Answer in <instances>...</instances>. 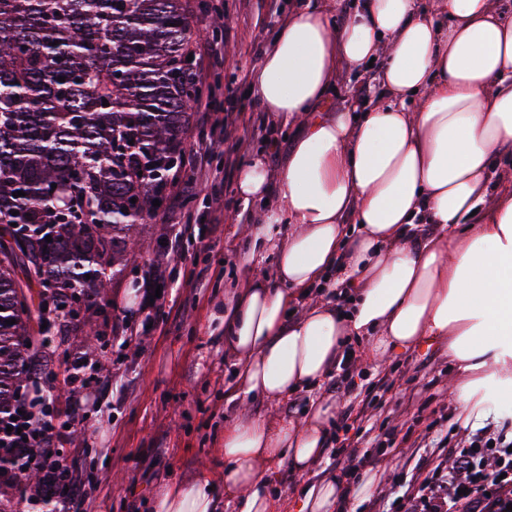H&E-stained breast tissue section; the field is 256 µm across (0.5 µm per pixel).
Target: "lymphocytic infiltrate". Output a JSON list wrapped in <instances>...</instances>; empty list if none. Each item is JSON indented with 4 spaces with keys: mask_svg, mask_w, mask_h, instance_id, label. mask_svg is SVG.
Here are the masks:
<instances>
[{
    "mask_svg": "<svg viewBox=\"0 0 512 512\" xmlns=\"http://www.w3.org/2000/svg\"><path fill=\"white\" fill-rule=\"evenodd\" d=\"M200 112V122L210 126L211 136L197 152L195 175L173 179L168 200L177 199L197 181L209 180V156L212 149L222 145L225 127L239 124L254 136L262 135L266 129L264 117L243 111L220 117L210 104L204 103ZM190 231L187 224L171 225L162 250L142 273L138 286L147 302L140 309V326L155 323L164 306L165 297L156 296L155 290L165 284L168 263L180 255L182 240ZM29 383V388L20 389L10 409L0 412V457L12 463L4 476L10 482L15 478V469L30 465L45 469L46 478L40 485H20V498L25 502L52 501L64 507L70 499V468L53 443L63 438L65 425L51 409L59 390L36 376L30 377ZM511 505L512 439L503 430L473 434L468 445L449 449L443 462L408 485L401 503L403 512H507Z\"/></svg>",
    "mask_w": 512,
    "mask_h": 512,
    "instance_id": "lymphocytic-infiltrate-1",
    "label": "lymphocytic infiltrate"
}]
</instances>
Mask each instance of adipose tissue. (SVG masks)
<instances>
[{
  "instance_id": "1",
  "label": "adipose tissue",
  "mask_w": 512,
  "mask_h": 512,
  "mask_svg": "<svg viewBox=\"0 0 512 512\" xmlns=\"http://www.w3.org/2000/svg\"><path fill=\"white\" fill-rule=\"evenodd\" d=\"M434 2L446 24L415 0H367L340 27L329 5L295 9L254 70L265 112L300 133L278 172L258 157L238 174L264 223L293 230L271 243L276 286L253 278L224 300L237 394L286 402L319 384L352 336L368 341V361L447 341L463 426L485 418L481 387L512 394V169L495 168L512 155V12ZM374 57L381 96L332 111L337 70ZM329 282L349 288L348 313L313 292ZM333 411L321 399L301 421L226 425L227 505L275 512L267 472L318 466ZM158 512H215L209 479L169 484Z\"/></svg>"
}]
</instances>
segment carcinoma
<instances>
[{"label": "carcinoma", "mask_w": 512, "mask_h": 512, "mask_svg": "<svg viewBox=\"0 0 512 512\" xmlns=\"http://www.w3.org/2000/svg\"><path fill=\"white\" fill-rule=\"evenodd\" d=\"M191 20V0H0V408L52 362L43 289L102 297L187 168Z\"/></svg>", "instance_id": "carcinoma-1"}]
</instances>
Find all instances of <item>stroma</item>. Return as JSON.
Here are the masks:
<instances>
[{
	"instance_id": "1",
	"label": "stroma",
	"mask_w": 512,
	"mask_h": 512,
	"mask_svg": "<svg viewBox=\"0 0 512 512\" xmlns=\"http://www.w3.org/2000/svg\"><path fill=\"white\" fill-rule=\"evenodd\" d=\"M303 0H222L224 27L221 55L203 60L200 78L211 84L215 111L250 107L262 111L257 94L251 93V75L270 44L276 27L288 10ZM297 130L269 125L266 140L248 141L243 126L224 133V145L214 151L212 166L223 169L230 153L239 164L263 157L270 169L286 160ZM247 148H240V141ZM224 216L220 223L206 222L204 188L189 190L176 202L165 204L158 219L139 228L141 246L128 261L122 276L110 281L104 299L92 303L87 316L59 337L54 347L51 375L65 378L67 360L89 356L98 360L104 382L100 398H88L79 421L61 445L81 488L69 512H153L162 488L171 482L190 484L201 473L212 475L216 499L224 497L225 424L247 416L297 418L310 405L302 393L271 410L255 396L231 399L228 384L234 361L224 350V336L216 318L229 288L241 286L248 266L269 270L272 256L257 251L255 237L241 224L246 206L235 185L222 184ZM198 224L201 234L184 242L182 254L170 263L165 284L170 301L160 312L156 328L143 336V347L131 354L121 347L111 331L120 311L136 312L141 294L138 273L155 258L164 227L184 222ZM206 268L199 289L184 287L183 277L193 266ZM99 340L93 350L83 345L89 329ZM453 373L444 343L385 358L366 367L355 378L354 389L328 377L321 388L337 413L356 415L347 435H334L318 467L317 476L343 479L349 486L362 484L367 473L380 471V489L348 497L343 512H381L383 506L400 501L409 480L417 472L421 451L416 441L447 437L450 444L468 439L458 423V403L448 392ZM438 412L442 420L428 427L426 417ZM402 437L390 446L388 432ZM359 442L360 458L340 461L336 450L345 440Z\"/></svg>"
}]
</instances>
